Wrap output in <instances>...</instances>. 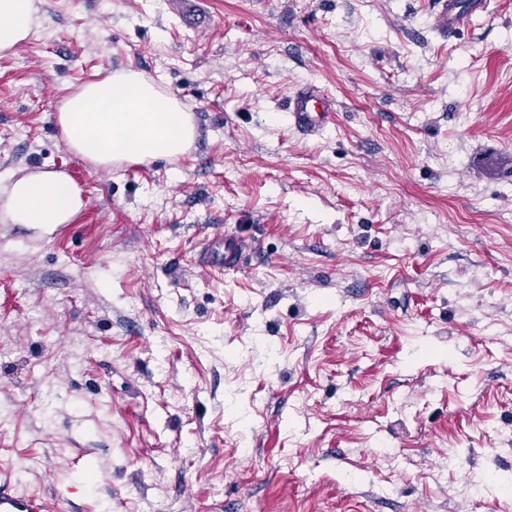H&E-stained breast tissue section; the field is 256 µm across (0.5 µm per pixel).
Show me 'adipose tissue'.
<instances>
[{"label":"adipose tissue","instance_id":"1","mask_svg":"<svg viewBox=\"0 0 512 512\" xmlns=\"http://www.w3.org/2000/svg\"><path fill=\"white\" fill-rule=\"evenodd\" d=\"M35 0H0V52L29 37ZM68 147L95 167L179 159L191 148L195 125L172 95L141 71L99 74L65 97L55 115ZM80 189L62 172L37 171L0 180V222L52 231L81 211Z\"/></svg>","mask_w":512,"mask_h":512}]
</instances>
